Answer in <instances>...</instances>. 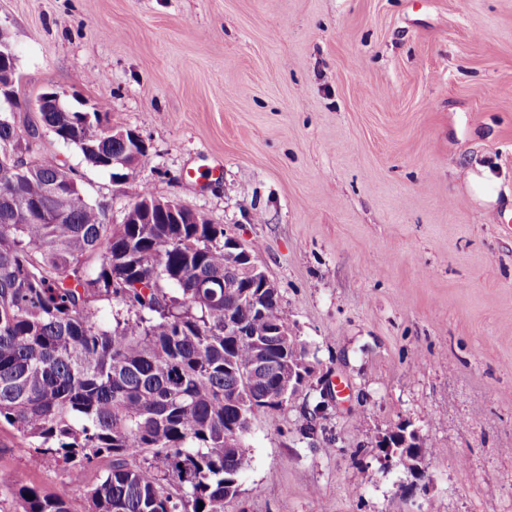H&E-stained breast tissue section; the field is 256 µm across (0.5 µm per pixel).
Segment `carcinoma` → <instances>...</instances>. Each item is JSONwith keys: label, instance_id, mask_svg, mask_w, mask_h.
Returning a JSON list of instances; mask_svg holds the SVG:
<instances>
[{"label": "carcinoma", "instance_id": "obj_1", "mask_svg": "<svg viewBox=\"0 0 512 512\" xmlns=\"http://www.w3.org/2000/svg\"><path fill=\"white\" fill-rule=\"evenodd\" d=\"M40 121L0 112V424L80 485L109 460L86 490L87 512H224L253 418L310 382L306 349L286 335L280 294L224 293L239 259L221 225L202 215L144 224L137 209L104 224L103 206L67 187L74 171L45 150L39 128L110 171L125 146L107 113L66 106ZM99 301L111 307L107 325ZM229 319L250 335L227 329ZM138 457L148 467L131 466ZM2 494L16 512H71L7 470Z\"/></svg>", "mask_w": 512, "mask_h": 512}]
</instances>
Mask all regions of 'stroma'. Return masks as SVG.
I'll list each match as a JSON object with an SVG mask.
<instances>
[{
    "instance_id": "obj_1",
    "label": "stroma",
    "mask_w": 512,
    "mask_h": 512,
    "mask_svg": "<svg viewBox=\"0 0 512 512\" xmlns=\"http://www.w3.org/2000/svg\"><path fill=\"white\" fill-rule=\"evenodd\" d=\"M27 103L56 90L148 152L121 182L44 133L113 223L143 191L276 285L310 383L258 413L224 512H512V0H0ZM339 409L313 418L323 381ZM415 430L424 476L375 442ZM85 512L0 425V469ZM478 172L469 170L466 173L468 188L475 201L484 206L496 204L501 192V181L495 178L487 169L477 167Z\"/></svg>"
}]
</instances>
